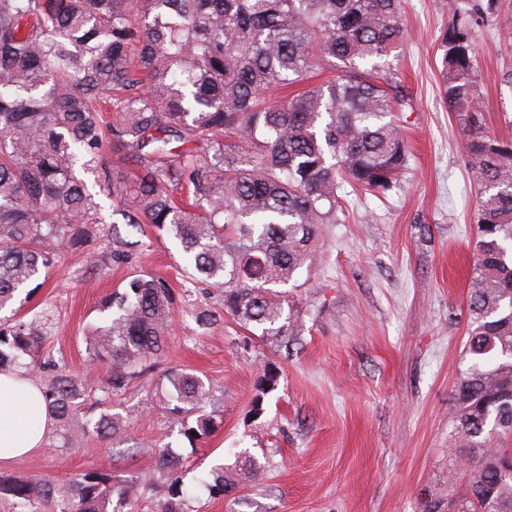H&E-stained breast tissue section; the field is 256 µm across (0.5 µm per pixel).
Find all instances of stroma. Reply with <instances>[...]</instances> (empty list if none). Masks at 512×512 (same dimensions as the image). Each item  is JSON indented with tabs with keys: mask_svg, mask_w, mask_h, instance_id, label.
Instances as JSON below:
<instances>
[{
	"mask_svg": "<svg viewBox=\"0 0 512 512\" xmlns=\"http://www.w3.org/2000/svg\"><path fill=\"white\" fill-rule=\"evenodd\" d=\"M403 23L395 64L412 97L404 128L410 169L388 202L354 203L344 223L328 228L288 291L289 312L301 324L288 347L229 319L201 326L199 312L219 306L216 290H185L179 246L150 225L130 263L100 260L112 233H128L112 211V181L133 175L126 161L106 156L94 241L64 247L47 282L18 312L0 315L46 334V353L83 374L85 334L99 322L102 300L134 273L158 275L174 292L166 354L145 385L113 398V412L125 421L113 440L92 436L72 448L50 441L0 462V473L62 484L112 466L141 476V506L155 512L166 498L152 483L155 447L167 444L184 461L190 512H432L434 493L457 467L448 408L468 338L479 187L456 114L440 93L437 43L449 23L442 0H405ZM472 36L485 128L512 136V85L505 82L512 0H499ZM173 367L210 383L217 425L206 439L192 443L175 433L154 395ZM267 369L276 370L278 384L262 396L258 381ZM243 451L257 473L238 475L232 494H211L213 469L232 466Z\"/></svg>",
	"mask_w": 512,
	"mask_h": 512,
	"instance_id": "1",
	"label": "stroma"
}]
</instances>
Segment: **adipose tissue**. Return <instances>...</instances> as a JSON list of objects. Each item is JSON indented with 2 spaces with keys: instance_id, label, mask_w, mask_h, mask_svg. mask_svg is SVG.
Returning a JSON list of instances; mask_svg holds the SVG:
<instances>
[{
  "instance_id": "1",
  "label": "adipose tissue",
  "mask_w": 512,
  "mask_h": 512,
  "mask_svg": "<svg viewBox=\"0 0 512 512\" xmlns=\"http://www.w3.org/2000/svg\"><path fill=\"white\" fill-rule=\"evenodd\" d=\"M52 418L41 388L0 370V461L45 447Z\"/></svg>"
}]
</instances>
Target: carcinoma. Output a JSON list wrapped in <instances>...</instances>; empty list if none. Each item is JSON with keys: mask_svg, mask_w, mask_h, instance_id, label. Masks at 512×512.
<instances>
[{"mask_svg": "<svg viewBox=\"0 0 512 512\" xmlns=\"http://www.w3.org/2000/svg\"><path fill=\"white\" fill-rule=\"evenodd\" d=\"M443 99L457 113L479 186L468 338L448 412L449 445L467 478H448L458 512H512V140L483 131L472 29L496 0H444ZM402 0H0V309L60 247L100 223L85 176L121 151L138 176L123 219L175 238L191 284L221 293L224 314L259 337L295 336L281 288L341 224L347 197L386 200L411 149L410 106L390 57L406 36ZM137 243L115 236L126 263ZM167 282L134 274L102 301L86 334L91 363L112 357L106 383L38 353L46 341L0 322V368L42 388L55 436L112 439L124 428L110 396L145 380L165 353ZM167 405L193 442L215 427L211 389L193 372L167 376ZM179 457L158 448L159 512H189ZM140 477L112 469L63 484L0 473L11 512H139Z\"/></svg>", "mask_w": 512, "mask_h": 512, "instance_id": "obj_1", "label": "carcinoma"}]
</instances>
